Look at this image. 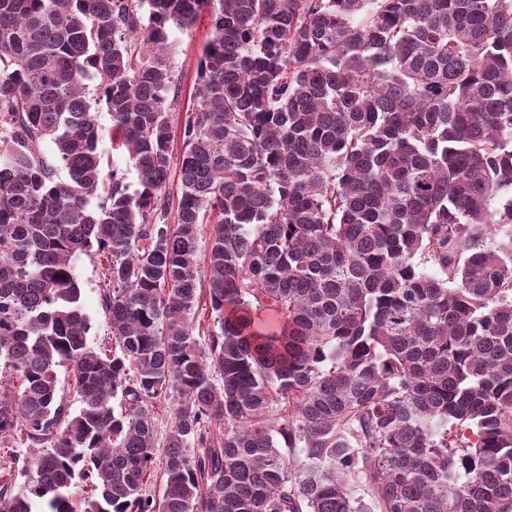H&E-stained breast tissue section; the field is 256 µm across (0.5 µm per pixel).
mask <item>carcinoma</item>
<instances>
[{
    "mask_svg": "<svg viewBox=\"0 0 512 512\" xmlns=\"http://www.w3.org/2000/svg\"><path fill=\"white\" fill-rule=\"evenodd\" d=\"M208 9L173 204L170 37ZM507 188L512 0H0V440L42 446L0 512H512ZM97 118L104 129V139L101 144V150L103 153V161L106 172L108 170L116 169L121 173L125 174L126 183L129 185L130 192H133L140 188L139 175L137 170L134 168L132 162L128 159L126 153L121 149L112 148L111 139V127L112 122L108 112H98ZM92 249L75 261V273L81 288L82 303L89 318L88 342L94 348L112 347V333L102 308L101 295L108 288L101 268V258Z\"/></svg>",
    "mask_w": 512,
    "mask_h": 512,
    "instance_id": "cac0c4a2",
    "label": "carcinoma"
}]
</instances>
